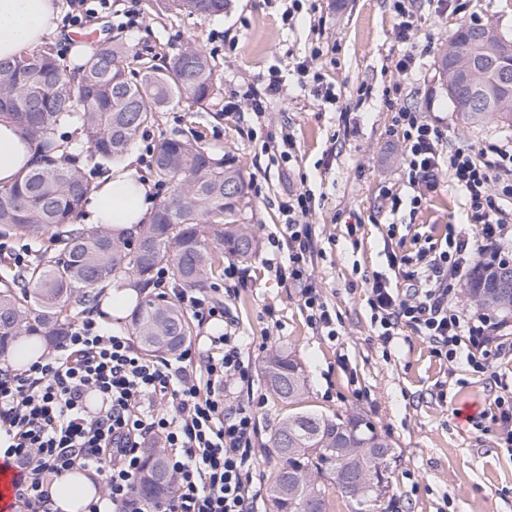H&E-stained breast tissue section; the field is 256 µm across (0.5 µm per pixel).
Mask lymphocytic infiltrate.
I'll return each instance as SVG.
<instances>
[{"instance_id":"obj_1","label":"lymphocytic infiltrate","mask_w":512,"mask_h":512,"mask_svg":"<svg viewBox=\"0 0 512 512\" xmlns=\"http://www.w3.org/2000/svg\"><path fill=\"white\" fill-rule=\"evenodd\" d=\"M398 125L408 182L418 189L413 204H422L443 171H450L479 231L474 239L448 234L444 244H429L412 256L390 253L389 266H410L409 283L398 288L376 275L368 306L383 343L409 327L439 358H462L474 372H488L494 359L512 356V323L463 312L454 297L472 268L506 260L512 150L490 157L460 148L447 156L440 131L415 113H400ZM311 208L309 194L289 197L288 263L273 257L268 265L302 283L311 325L327 327L331 315L306 276L315 249L306 223ZM193 357L188 347L172 360L146 359L130 336L86 316L45 359L19 373L0 368V432L11 438L4 455L17 471L14 498L22 512H55L50 480L77 467L100 478L111 512H255L256 409L250 402L224 403L232 381L249 377L240 339L228 331L212 339L205 379L197 378ZM155 442L167 450L173 492L147 507L137 481L141 450Z\"/></svg>"}]
</instances>
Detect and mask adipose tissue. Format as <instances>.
Here are the masks:
<instances>
[{
  "label": "adipose tissue",
  "mask_w": 512,
  "mask_h": 512,
  "mask_svg": "<svg viewBox=\"0 0 512 512\" xmlns=\"http://www.w3.org/2000/svg\"><path fill=\"white\" fill-rule=\"evenodd\" d=\"M55 0H0V58H13L39 47L57 30ZM36 140L24 134L10 119L0 117V183L12 184L23 172L37 164ZM137 154H130L101 178L87 205V223L103 225L114 233L136 234L154 212L153 186L142 176ZM49 493L59 512H84L100 501L101 490L83 470L73 469L49 485Z\"/></svg>",
  "instance_id": "adipose-tissue-1"
}]
</instances>
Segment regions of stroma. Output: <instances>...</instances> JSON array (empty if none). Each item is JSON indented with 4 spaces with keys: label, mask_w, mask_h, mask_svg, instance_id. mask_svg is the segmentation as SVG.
Listing matches in <instances>:
<instances>
[{
    "label": "stroma",
    "mask_w": 512,
    "mask_h": 512,
    "mask_svg": "<svg viewBox=\"0 0 512 512\" xmlns=\"http://www.w3.org/2000/svg\"><path fill=\"white\" fill-rule=\"evenodd\" d=\"M393 4L302 0L295 10L291 0H230L223 16L202 18L177 14L169 0L151 9L145 0H111L106 9L89 0L94 17L59 24L46 44L66 68L75 63L71 49L84 31L124 43L133 69L147 58L166 66L188 46L215 65L218 95L201 105L161 107L133 149L151 178L148 148L161 135L190 130L249 183L246 217L258 250L239 264L244 284L219 274L207 293L227 304L251 365L249 380L233 384L231 399L260 404L254 486L268 483L269 433L288 412L267 387L263 361L284 350L304 370L307 408L362 413L391 445L390 487L376 512H512V453L494 437V375L448 364L408 327L383 344L367 304L373 276L390 272L385 240L411 256L425 243L443 242L449 231L473 230L465 222V197L450 181L412 207L393 118L407 110L437 126L447 155L467 145L512 147V127L491 116L468 124L453 112L438 69L460 23L494 24L512 37V0H463L458 15L439 0H410L416 31L407 42L396 34ZM407 56L412 62L400 71L397 63ZM305 58L312 61L308 75L295 69ZM273 76L283 91L268 97ZM322 83L332 86L334 102L319 94ZM260 95L264 110L256 113L251 100ZM306 191L313 196L308 222L315 242L307 275L332 316L329 330L311 327L300 284L265 264L273 254L287 262V250L273 251L270 241L287 240L282 205ZM394 195L403 200L396 210Z\"/></svg>",
    "instance_id": "stroma-1"
}]
</instances>
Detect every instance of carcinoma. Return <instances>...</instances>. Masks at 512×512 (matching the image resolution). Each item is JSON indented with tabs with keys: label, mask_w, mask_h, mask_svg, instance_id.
I'll list each match as a JSON object with an SVG mask.
<instances>
[{
	"label": "carcinoma",
	"mask_w": 512,
	"mask_h": 512,
	"mask_svg": "<svg viewBox=\"0 0 512 512\" xmlns=\"http://www.w3.org/2000/svg\"><path fill=\"white\" fill-rule=\"evenodd\" d=\"M182 14L214 18L224 15L228 0H171ZM477 27L463 23L450 43L473 49ZM127 50L110 38L68 73L50 47L15 59L0 60V116L39 140L41 164L13 184L0 185V225L19 233L50 232L58 251L40 254L0 288V356L25 336H63L73 318L72 303L88 305L104 284L134 277L148 282L167 265L185 288H204L228 252L250 260L257 242L244 212L249 205L243 174L215 158L196 136L173 133L152 150L154 170L171 194L156 208L152 221L141 225L135 243L105 228L86 230L77 223L80 208L94 185L84 166L59 135L63 128H82L97 166L116 162L133 147L155 112L174 101L200 104L216 94L210 58L197 48L176 54L163 69L144 65L138 77L126 71ZM512 126V95L484 77ZM453 110L470 103L462 119L474 121L486 103L467 86L448 97ZM498 268H476L464 294L478 305L512 310V292L493 287ZM131 324L148 357L174 355L192 333L184 312L173 302H140ZM264 376L275 395L288 405V417L271 433L269 453L276 458L268 486L275 512H328V481L344 497L364 503L380 501L389 490L390 458L376 457L363 445L389 444L358 413L326 415L302 406L305 377L298 362L283 351L266 357ZM145 468L138 482L142 498L156 501L172 492V481L155 483L167 472L162 450L143 449ZM364 468L375 489L364 494L343 486L344 475Z\"/></svg>",
	"instance_id": "obj_1"
}]
</instances>
